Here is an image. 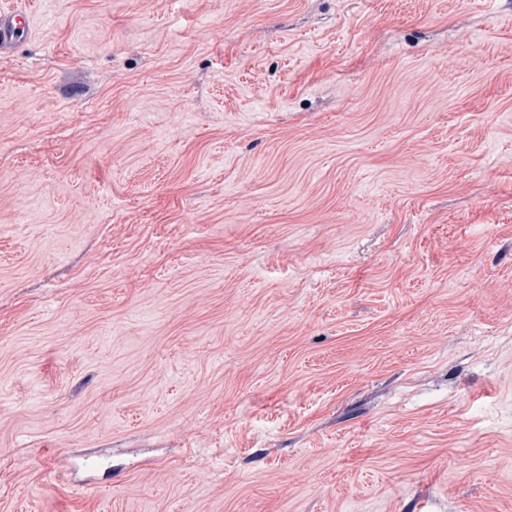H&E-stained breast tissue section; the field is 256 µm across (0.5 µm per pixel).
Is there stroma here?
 I'll return each mask as SVG.
<instances>
[{
	"label": "stroma",
	"mask_w": 512,
	"mask_h": 512,
	"mask_svg": "<svg viewBox=\"0 0 512 512\" xmlns=\"http://www.w3.org/2000/svg\"><path fill=\"white\" fill-rule=\"evenodd\" d=\"M32 9L0 512H512V0Z\"/></svg>",
	"instance_id": "1"
}]
</instances>
